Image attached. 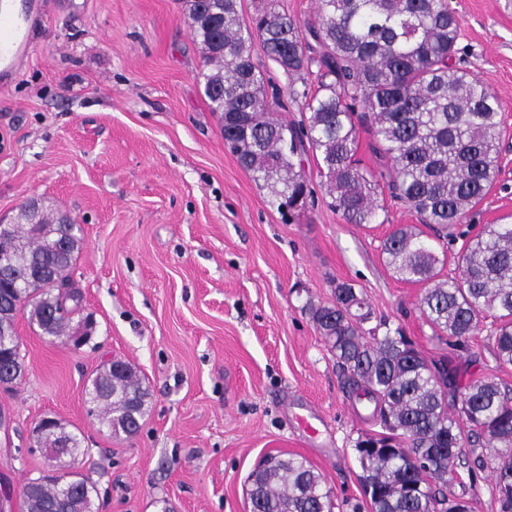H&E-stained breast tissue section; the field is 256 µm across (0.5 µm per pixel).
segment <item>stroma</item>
<instances>
[{"label": "stroma", "instance_id": "stroma-1", "mask_svg": "<svg viewBox=\"0 0 512 512\" xmlns=\"http://www.w3.org/2000/svg\"><path fill=\"white\" fill-rule=\"evenodd\" d=\"M461 35L456 64L501 107L493 189L467 215L479 231L512 221V0H447ZM31 49L0 88V218L36 198L82 227L72 270L92 346L48 340L18 315L26 372L0 388V498L25 512L23 487L45 465L34 444L53 416L83 438L76 468L98 486V512H250L246 479L268 454L309 462L335 512H371L357 440L376 426L307 311L336 283L364 291L375 320L403 328L427 359L454 355L461 382L512 387L485 336L453 350L419 309L423 284L398 280L382 245L418 218L384 197L375 223L327 205L315 155L313 198L288 220L224 144L204 93L203 59L182 0H40ZM251 54L270 109L306 111L259 43ZM151 390L139 432H103L85 389L112 357Z\"/></svg>", "mask_w": 512, "mask_h": 512}]
</instances>
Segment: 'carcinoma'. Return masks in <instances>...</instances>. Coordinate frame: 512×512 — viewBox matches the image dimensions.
<instances>
[{
    "mask_svg": "<svg viewBox=\"0 0 512 512\" xmlns=\"http://www.w3.org/2000/svg\"><path fill=\"white\" fill-rule=\"evenodd\" d=\"M186 17L204 60L201 76L224 141L240 166L267 187L292 219L305 195L307 150L320 155L330 205L351 224H371L378 196L389 191L416 212L437 245L413 224L400 225L382 252L401 279L426 285L419 309L432 328L460 347L496 319L487 340L501 365H512V222L486 224L476 235L459 224L487 195L498 166L500 107L482 81L457 68L460 25L446 0H319L318 19L302 24L271 5L247 26L237 0H185ZM294 80L314 71L318 92L308 115L287 124L270 112L265 79L250 47ZM376 136L387 172L356 158L357 129ZM81 227L63 212L27 203L0 226V367L25 373L15 319L27 313L41 334L79 349L94 321L73 322L82 307L71 272L82 249ZM459 246L461 276L439 279L447 249ZM356 403L371 406L382 431L356 442L372 512H471L448 472L473 473L486 459L464 448L483 444L498 454L492 468L499 512H512V390L492 378L467 385L448 357L427 360L402 328L379 336L363 292L336 284L333 301L310 307ZM109 433L136 434L150 397L133 366L107 363L88 387ZM40 448H63L57 475H38L23 490L26 512H91L97 483L72 468L82 440L55 418L36 428ZM251 512H335L331 489L304 460L268 456L248 478Z\"/></svg>",
    "mask_w": 512,
    "mask_h": 512,
    "instance_id": "1",
    "label": "carcinoma"
}]
</instances>
